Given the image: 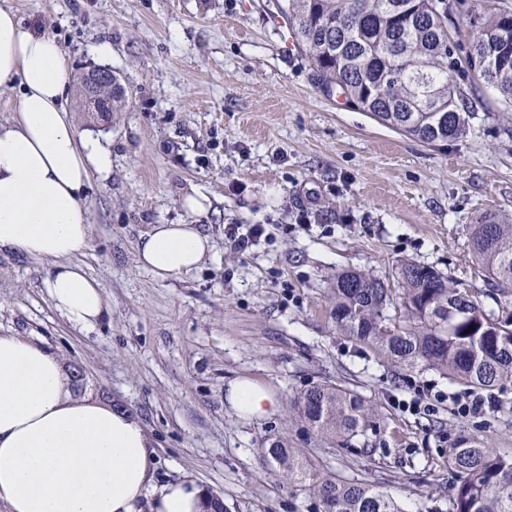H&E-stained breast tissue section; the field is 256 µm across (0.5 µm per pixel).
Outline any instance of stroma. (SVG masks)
<instances>
[{"mask_svg":"<svg viewBox=\"0 0 512 512\" xmlns=\"http://www.w3.org/2000/svg\"><path fill=\"white\" fill-rule=\"evenodd\" d=\"M23 24L54 36L74 72L116 71L125 111L103 121L76 112L79 133L110 150L84 201L91 240L78 262L105 291L108 314L70 325L44 288L49 262L0 254V334L59 353L77 394L123 408L148 432L156 481L185 476L224 500V512H322L263 458L277 438L322 470L392 495L405 512H448V450L475 435L512 453V385L494 408L456 412L466 389L407 371L337 332L328 289L360 270L397 287L406 262L467 288L482 311L512 314L475 261L471 224L512 219V113L469 88L466 135L425 143L346 106L317 82L274 0H0ZM109 55H100L101 44ZM212 203L188 211L194 193ZM152 224H200L214 259L160 281L136 245ZM229 224L265 228L235 253ZM247 377L278 411L249 423L226 404ZM330 381L371 401L378 420L343 444L299 414V395ZM419 401L417 411L408 403Z\"/></svg>","mask_w":512,"mask_h":512,"instance_id":"obj_1","label":"stroma"}]
</instances>
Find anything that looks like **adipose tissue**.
<instances>
[{
	"instance_id": "ef3b65f1",
	"label": "adipose tissue",
	"mask_w": 512,
	"mask_h": 512,
	"mask_svg": "<svg viewBox=\"0 0 512 512\" xmlns=\"http://www.w3.org/2000/svg\"><path fill=\"white\" fill-rule=\"evenodd\" d=\"M73 77L56 38L25 27L0 6V89L15 92L0 123V253L48 260L49 299L71 325L88 329L107 310L100 283L76 261L90 244L82 201L92 175L107 176L110 152L79 137L69 105ZM214 240L197 224H154L137 262L161 281L200 267ZM224 398L243 420L261 422L279 401L236 379ZM154 451L124 409L77 396L57 354L0 336V505L6 512H217L220 500L191 478L153 483Z\"/></svg>"
}]
</instances>
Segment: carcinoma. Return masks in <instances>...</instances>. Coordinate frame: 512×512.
Segmentation results:
<instances>
[{"label":"carcinoma","mask_w":512,"mask_h":512,"mask_svg":"<svg viewBox=\"0 0 512 512\" xmlns=\"http://www.w3.org/2000/svg\"><path fill=\"white\" fill-rule=\"evenodd\" d=\"M298 47L328 92L338 90L379 124L423 142L466 131L463 85L479 81L512 108V9L501 6L450 36L455 0H276ZM471 250L487 275L512 290V222L493 213L472 225ZM400 293L361 271L336 275L331 317L345 336L395 366L434 370L472 391L492 394L512 383V319L483 312L467 289L431 266L404 263ZM318 433L349 442L376 408L334 383L297 400ZM288 482L311 493L323 512H404L373 486L317 470L284 438L264 449ZM455 477L449 512H512V455L474 435L448 449Z\"/></svg>","instance_id":"obj_1"}]
</instances>
